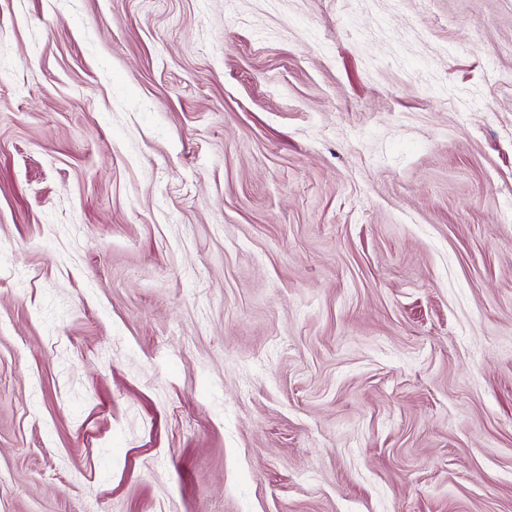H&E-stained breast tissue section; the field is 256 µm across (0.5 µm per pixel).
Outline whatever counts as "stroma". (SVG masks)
I'll list each match as a JSON object with an SVG mask.
<instances>
[{"mask_svg": "<svg viewBox=\"0 0 512 512\" xmlns=\"http://www.w3.org/2000/svg\"><path fill=\"white\" fill-rule=\"evenodd\" d=\"M0 512H512V0H0Z\"/></svg>", "mask_w": 512, "mask_h": 512, "instance_id": "obj_1", "label": "stroma"}]
</instances>
